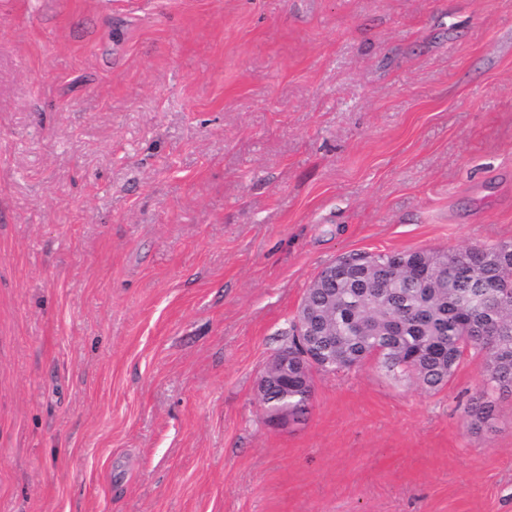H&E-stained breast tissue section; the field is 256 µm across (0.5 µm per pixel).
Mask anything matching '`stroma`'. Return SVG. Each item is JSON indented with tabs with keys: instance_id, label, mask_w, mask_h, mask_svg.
<instances>
[{
	"instance_id": "35a3bbf8",
	"label": "stroma",
	"mask_w": 512,
	"mask_h": 512,
	"mask_svg": "<svg viewBox=\"0 0 512 512\" xmlns=\"http://www.w3.org/2000/svg\"><path fill=\"white\" fill-rule=\"evenodd\" d=\"M512 242V0H0V512H512V396L258 384L353 251Z\"/></svg>"
}]
</instances>
